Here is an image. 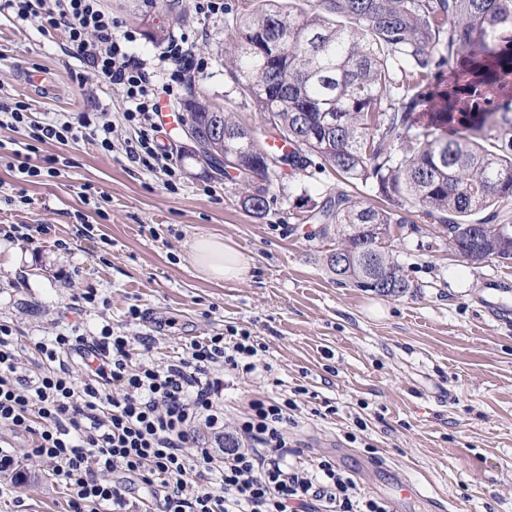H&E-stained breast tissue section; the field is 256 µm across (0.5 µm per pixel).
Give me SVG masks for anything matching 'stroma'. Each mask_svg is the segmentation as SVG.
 Segmentation results:
<instances>
[{"mask_svg": "<svg viewBox=\"0 0 512 512\" xmlns=\"http://www.w3.org/2000/svg\"><path fill=\"white\" fill-rule=\"evenodd\" d=\"M102 5L121 29L135 31L137 54L154 57L166 45L151 36L152 19L165 24L167 37L187 39L207 63L192 91L262 130L261 115L224 70V14L198 15L193 0ZM86 69L59 33L0 15V99L29 103L36 121L56 112L76 121L101 107L114 127L110 152L85 135L39 145L30 164L52 155L67 165L28 182L14 155L26 138L0 126V226L49 227L34 243L0 234V324L28 340L25 368L34 366L32 341L59 326L88 335L108 324L154 336L144 358L158 365L193 337L242 326L266 344L269 367L225 390L226 426L252 397L301 385L307 392L288 441L302 458L335 461L393 512H442L450 504L458 512H512V321L495 323L482 306L496 288L512 307V264L459 257L441 225L413 208L408 223L391 227L393 253L411 283L404 296L337 283L326 264L336 242L319 237L311 218L321 193L337 186L331 170L287 171L269 190V212L253 216L239 185L188 158L181 129L159 135L174 156V178L131 163L122 148L134 135L122 120L125 99L94 76L78 86L72 75ZM29 70L46 73L43 89L25 86ZM81 224L93 225V237L77 236ZM200 234L252 256L248 276L201 278L183 249ZM89 288L98 304L81 302ZM133 305L141 322L127 319ZM364 401L368 428L347 442ZM12 444L23 457L21 474L0 512H65L62 489L26 457V437ZM404 483L415 497H400Z\"/></svg>", "mask_w": 512, "mask_h": 512, "instance_id": "35a3bbf8", "label": "stroma"}]
</instances>
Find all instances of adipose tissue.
I'll return each mask as SVG.
<instances>
[{"instance_id":"1","label":"adipose tissue","mask_w":512,"mask_h":512,"mask_svg":"<svg viewBox=\"0 0 512 512\" xmlns=\"http://www.w3.org/2000/svg\"><path fill=\"white\" fill-rule=\"evenodd\" d=\"M187 247L199 271L212 280L242 279L251 268L250 257L208 235L192 238Z\"/></svg>"}]
</instances>
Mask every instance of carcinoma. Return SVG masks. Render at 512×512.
Listing matches in <instances>:
<instances>
[{"label":"carcinoma","instance_id":"obj_1","mask_svg":"<svg viewBox=\"0 0 512 512\" xmlns=\"http://www.w3.org/2000/svg\"><path fill=\"white\" fill-rule=\"evenodd\" d=\"M246 0L233 14L226 71L263 115L264 133L293 147L289 168H330L344 188L314 206L319 235H336L327 266L341 283L387 297L411 288L389 253L397 215L419 207L458 244L473 217L512 199V0ZM451 68L453 83L444 79ZM184 121L220 126L208 163L240 151L265 162L272 149L227 110L190 96ZM336 125L328 124V115ZM262 185L239 182L243 205L262 216L277 166L258 167ZM369 185L364 205L347 188ZM383 277L369 284L365 256Z\"/></svg>","mask_w":512,"mask_h":512}]
</instances>
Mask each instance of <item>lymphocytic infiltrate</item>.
Listing matches in <instances>:
<instances>
[{
	"mask_svg": "<svg viewBox=\"0 0 512 512\" xmlns=\"http://www.w3.org/2000/svg\"><path fill=\"white\" fill-rule=\"evenodd\" d=\"M21 24L61 31L90 73L120 90L125 122L135 137L128 160L146 170H169L170 156L156 143L162 95L177 96L191 70H204L187 41L170 38L158 66L132 49L136 35L122 31L101 0H0ZM23 102L0 103L10 124L29 140L60 144L78 134L65 116L31 120ZM134 338L103 326L99 335L59 329L36 341L40 361L29 372L19 361L20 338L0 324V429L28 436L30 451L65 490L69 512H391L381 498L359 494L335 462L291 459L288 426L297 396L253 398L233 430L224 427V372L251 374L267 347L244 328L186 344L180 357L157 366L134 358ZM79 355L86 380L68 366ZM216 443L205 446L200 431ZM137 500H129L131 486Z\"/></svg>",
	"mask_w": 512,
	"mask_h": 512,
	"instance_id": "1",
	"label": "lymphocytic infiltrate"
}]
</instances>
